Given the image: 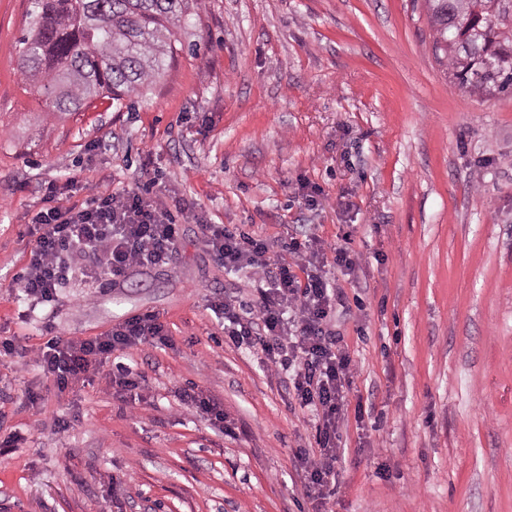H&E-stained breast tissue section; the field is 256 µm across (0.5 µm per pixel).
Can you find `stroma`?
Masks as SVG:
<instances>
[{"instance_id": "35a3bbf8", "label": "stroma", "mask_w": 512, "mask_h": 512, "mask_svg": "<svg viewBox=\"0 0 512 512\" xmlns=\"http://www.w3.org/2000/svg\"><path fill=\"white\" fill-rule=\"evenodd\" d=\"M31 0H0V512H318L298 460L316 418L224 336L213 295L254 302L199 222L348 243L332 270L358 370L336 433L330 512H512V95L459 88L425 0H204L161 79L59 118L18 69ZM56 206L148 186L181 197L170 263L56 300L16 288L47 184ZM155 312L172 338L58 392L29 350ZM224 404L214 427L181 401ZM65 416L58 430L54 416ZM116 372L113 371L112 387L118 393L130 392L140 387V375L127 368L122 362L115 363ZM181 399L195 407L198 411L206 414L209 421L219 428L224 426V405L217 399L205 394L202 390L191 386L184 388L181 392Z\"/></svg>"}]
</instances>
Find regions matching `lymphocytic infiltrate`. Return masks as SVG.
<instances>
[{
  "instance_id": "obj_1",
  "label": "lymphocytic infiltrate",
  "mask_w": 512,
  "mask_h": 512,
  "mask_svg": "<svg viewBox=\"0 0 512 512\" xmlns=\"http://www.w3.org/2000/svg\"><path fill=\"white\" fill-rule=\"evenodd\" d=\"M56 193L55 186H47L46 206L32 219L36 245L19 279L27 296L54 301L59 289L80 270L116 282L135 266L171 261L181 235L175 216L185 211V202L139 186L94 196L74 212L54 206ZM200 232L225 271L248 267L265 284L252 316L241 315L225 297L217 298L214 307L224 316L229 341L261 352L268 371L292 381L300 407L316 411L320 451L301 455L300 463L308 495L327 504L335 494L330 478L337 459V423L356 371L327 328L336 311L328 270L354 271L359 257L344 246L329 251L324 243L312 246L293 237L276 245L234 225L204 224ZM276 246L288 253V260H271ZM170 343L158 314L146 312L93 339L74 340L55 332L37 350L34 361L64 392L85 383L89 369L105 364L114 354L131 348L161 349Z\"/></svg>"
}]
</instances>
